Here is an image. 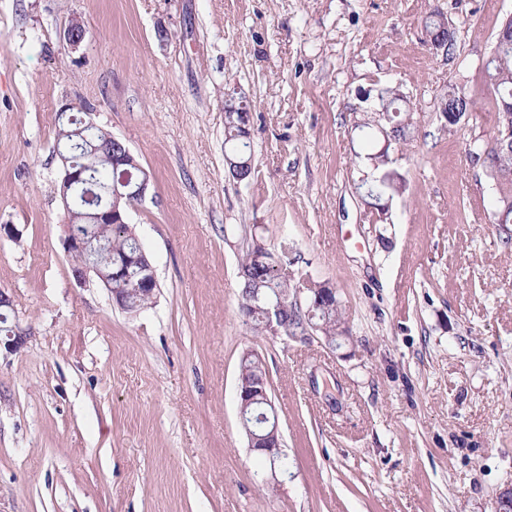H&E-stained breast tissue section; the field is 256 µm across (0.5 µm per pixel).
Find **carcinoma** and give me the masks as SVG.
<instances>
[{
	"instance_id": "1",
	"label": "carcinoma",
	"mask_w": 512,
	"mask_h": 512,
	"mask_svg": "<svg viewBox=\"0 0 512 512\" xmlns=\"http://www.w3.org/2000/svg\"><path fill=\"white\" fill-rule=\"evenodd\" d=\"M486 81L491 86L493 97L490 106L496 111V127L512 125V112L501 110L500 102L512 101V47L493 51L492 61L483 69ZM386 111L375 112L368 121L357 125L365 131V138L373 140L371 129L386 133L388 145L368 155L374 169L392 162L389 150L391 144H404L410 139L414 127V112L407 101L384 91ZM244 112L224 113V146L228 147V167L234 178L241 182L249 181L255 175L252 166L250 146L249 105ZM58 142L68 151L78 165L86 164L95 174L97 183H108L120 177L121 170L104 157L110 150L106 133L101 127L85 125L80 120L58 121ZM469 154L482 160L487 178L495 192L494 206L490 213L493 224H512V151L507 152L495 145L473 142ZM402 188V182L392 179L389 171L375 177H366L358 184L362 198L382 201ZM75 215L70 218L75 230L91 236L103 243V256H112V267H124L126 280L124 287L135 288L142 277L140 265L133 260L137 255L134 235L127 224H114L100 229L92 220L85 218L87 208L83 204L74 207ZM291 250L288 241L280 244V250L251 248L242 252L239 265V315L257 336L269 335L264 314L265 303L276 298L279 291H291L293 278L284 258ZM290 336H306L318 326L324 336H340L344 333V313L333 287L325 281H312L307 287L306 304L296 305L283 312ZM240 372L246 377H266L262 362L252 352H246L240 361Z\"/></svg>"
}]
</instances>
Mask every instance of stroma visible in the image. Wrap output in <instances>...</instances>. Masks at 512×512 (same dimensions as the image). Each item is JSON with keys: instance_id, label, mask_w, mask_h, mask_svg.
<instances>
[{"instance_id": "stroma-1", "label": "stroma", "mask_w": 512, "mask_h": 512, "mask_svg": "<svg viewBox=\"0 0 512 512\" xmlns=\"http://www.w3.org/2000/svg\"><path fill=\"white\" fill-rule=\"evenodd\" d=\"M456 28L446 59L423 19ZM512 0H0V290L27 333L0 354V512H491L512 485V227L468 149L495 117L481 66ZM79 20L86 39L71 47ZM476 103L453 130L433 107ZM399 88L416 124L403 193L373 214L359 123ZM250 102V182L225 161L224 100ZM90 111L149 178L127 212L152 307L78 281L58 112ZM293 245L333 284L345 335H253L247 244ZM259 354L291 466L273 479L238 415Z\"/></svg>"}]
</instances>
